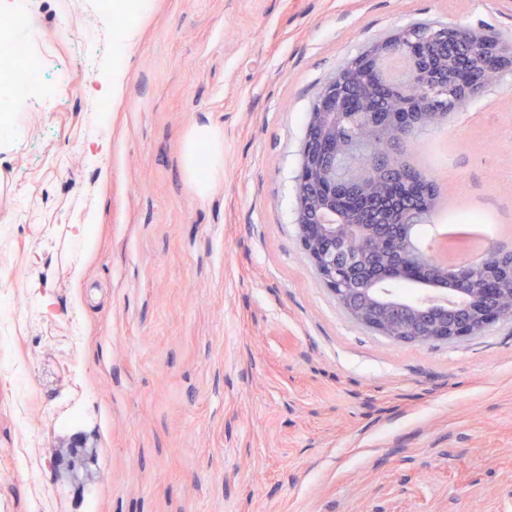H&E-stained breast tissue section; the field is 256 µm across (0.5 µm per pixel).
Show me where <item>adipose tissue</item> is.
I'll return each mask as SVG.
<instances>
[{"label":"adipose tissue","instance_id":"1","mask_svg":"<svg viewBox=\"0 0 512 512\" xmlns=\"http://www.w3.org/2000/svg\"><path fill=\"white\" fill-rule=\"evenodd\" d=\"M185 171L200 194L224 178L222 136L217 128L208 124L195 125L186 135L184 143Z\"/></svg>","mask_w":512,"mask_h":512}]
</instances>
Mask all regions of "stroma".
Masks as SVG:
<instances>
[{
  "label": "stroma",
  "instance_id": "stroma-1",
  "mask_svg": "<svg viewBox=\"0 0 512 512\" xmlns=\"http://www.w3.org/2000/svg\"><path fill=\"white\" fill-rule=\"evenodd\" d=\"M98 2L21 0L45 80L0 146V285L31 302L0 336V512H34L40 488L53 512H512V321L376 335L294 224L323 86L418 22L512 42V0H152L117 76ZM465 108L407 150L448 142L430 221L512 225V71ZM198 124L224 136L205 198L183 172ZM24 390L41 408L23 421ZM27 432L49 461L83 433L93 460L11 479Z\"/></svg>",
  "mask_w": 512,
  "mask_h": 512
}]
</instances>
